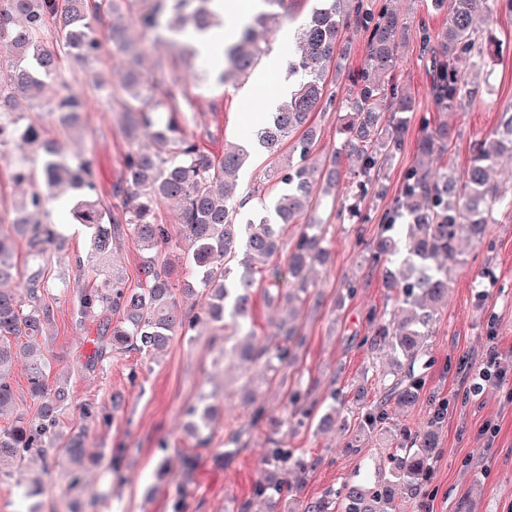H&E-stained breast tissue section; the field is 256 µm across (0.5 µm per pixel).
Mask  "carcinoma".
Returning a JSON list of instances; mask_svg holds the SVG:
<instances>
[{
    "label": "carcinoma",
    "instance_id": "obj_1",
    "mask_svg": "<svg viewBox=\"0 0 512 512\" xmlns=\"http://www.w3.org/2000/svg\"><path fill=\"white\" fill-rule=\"evenodd\" d=\"M217 0H0V40L14 50L0 55V115L42 107L56 115L66 131L77 126L85 99L73 92L46 95L57 82L58 56L44 47L45 18L55 19L57 43L77 63L97 58L107 44L122 56L115 82L90 73L97 90L117 96L123 114L129 150L123 159L115 192L122 197L116 216L98 198L97 159L92 151L67 155L44 137L43 128L14 118L0 121V144L18 141L34 149L39 160L43 190L25 198L16 212L13 233H0V284L18 281V288L0 289V407L12 403L15 389L11 364L17 352L26 358L29 394L39 400L35 417H17L0 431V476L19 473L16 485L23 496L45 490L46 478L58 465L67 463L69 487H76L88 464H104V455L91 458L82 431L67 426L62 415L72 400L68 381L50 378L51 363L45 350L52 340L54 309L47 302L50 288L46 270L55 255L65 249V239L52 224L42 220L48 204L61 193L73 198L72 214L85 225L92 255L105 263L121 235L130 232L142 249L154 251L170 243L167 225L159 217L163 203L176 204L177 221L184 225L186 250L179 257L186 279L198 288L204 316L182 313L176 287L166 268L155 258L141 265L138 287L129 289L109 276L76 290V313L98 314L97 336L84 367L112 358V353L136 352L154 359L164 351L175 332L208 320L225 329L230 319L240 339L229 354L268 371H280L295 360L303 345L295 324L297 307L311 295L308 273L326 262L328 249L323 224L311 216L316 195L336 196V163L322 165L314 155L312 114L332 105L327 95V64L335 57L341 29L350 26L368 39L364 67L345 100L340 134L342 149L359 163L357 189L386 194L380 172L402 147L404 128L400 114L413 109L412 100L390 82L397 49L405 28L400 18L378 11L370 0H315L310 15L296 29L288 55V94L275 107L265 126L256 133L258 144L273 155L293 139L288 163L273 168L277 193L264 209L270 215L258 221L239 222L243 201L237 199V174L248 160L247 146L230 144L218 157L206 154L187 127L196 119L192 102L183 98L178 78L161 81L163 88L147 84L140 67L149 48L166 42L169 33L186 32L204 37L215 24ZM262 10L243 25L237 42L224 50L228 68L219 82L248 78L270 51L273 26L289 18L288 0H260ZM448 8V27L423 30L421 42L434 60L432 100L439 109H451L463 97L464 75L469 66L489 52L493 38L476 45L475 36L485 24L490 0H432ZM166 114L165 120L157 113ZM454 138L448 123L440 122L418 141L417 156L402 179L400 196L381 217L382 234L371 248L373 264L382 267L384 287L396 292L401 306L389 322H378L363 343L370 349H386L392 355L395 374L386 390L400 406H412L426 396L424 349L438 312L448 295V274L461 263L460 241H482L493 213H512V196L504 195L491 171L496 161L512 156V106L503 109L494 132L474 144L471 164L458 170L451 165L431 167L430 158L447 151ZM307 220L288 251L287 275L271 265L282 248V232L290 224ZM24 245L23 262L16 261L18 244ZM267 282V303L283 304L287 316L273 324L278 343L270 347L256 342L251 321L252 288ZM122 321L112 324V314ZM320 423L358 431L384 427L390 417L378 403L350 422L336 415V391ZM430 425L402 434V441L385 470L367 477L355 476L339 489L303 502L298 512H330L339 503L341 512H391L397 496L415 493L427 480L435 452L436 425L448 416V399L429 396ZM213 407L189 410L194 422L189 432L196 446L211 443L209 431ZM268 439L263 463L272 477L259 483L255 495L269 512H276L283 494L297 496L299 487L278 478L280 474H307L316 461L296 456L278 426ZM246 431L224 435V448L216 461L226 465L248 448ZM198 458L183 456L180 498L175 512H183L186 486L193 482Z\"/></svg>",
    "mask_w": 512,
    "mask_h": 512
}]
</instances>
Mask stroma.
Returning a JSON list of instances; mask_svg holds the SVG:
<instances>
[{"label":"stroma","instance_id":"obj_1","mask_svg":"<svg viewBox=\"0 0 512 512\" xmlns=\"http://www.w3.org/2000/svg\"><path fill=\"white\" fill-rule=\"evenodd\" d=\"M374 6L396 12L407 27L395 83L412 98L415 109L405 115L402 150L381 173L389 188L387 196H367L360 204L361 218H352L349 193L357 180L358 163L341 150L338 102L363 67L367 41L354 29L344 28L342 49L328 65V90L337 103L313 115L319 133L315 154L323 161L338 156L341 171L335 204L319 198L314 201L317 215L327 224L331 259L326 268L314 273V299L307 302L299 317L307 341L297 363L283 375H271L261 382L258 402L266 415L258 424H251L249 411L237 398L239 363L225 358L224 343L214 339L209 325L176 333L154 361L131 352L113 356L106 365L84 368L98 318L90 313L76 319L73 302L58 283L80 280L75 260L89 258V241L68 209L59 201L51 202L49 221L62 225L67 238L65 251L47 269L52 285L48 301L55 311L49 349L52 373L68 379L73 391L66 423L83 429L89 452H116L120 461L114 472L101 466L90 468L72 497H39L41 512H69L72 501L85 504L103 494L111 498L110 512H172L175 486L168 476H162L159 463L167 461L170 474L179 473L182 452L191 447L199 457V467L186 493L185 512H232L235 502L244 499L252 500V512H266L265 503L254 499L253 487L263 475V454L272 422L294 411L288 402L290 391H307L320 412L325 409L324 398L337 391L336 408L345 417L383 398L384 382L391 376L389 358L363 345L362 340L373 331L369 314L388 316L396 300L384 288L382 273L372 266L365 245L379 235V217L397 198L403 173L415 160L416 143L425 132L423 116H433L453 128L455 139L443 160L461 170L469 163L474 141L493 131L501 108L512 104V11L501 0H494L489 22L483 28L484 35L496 39L494 51L484 56L479 73L469 75L468 92L460 105L435 112L430 101L432 67L421 53L418 29L423 25L434 30L445 27L447 10L433 9L431 0H374ZM119 58L118 52L108 51L82 66L66 57L60 59V81L87 99L79 129L69 134L58 130L55 116L45 111L26 115L27 121L42 126L48 139L64 151L95 152L99 197L116 211L122 201L113 195L112 187L129 146L121 130L118 103L91 88L88 73L116 72ZM163 73L179 78L195 106L198 122L189 126V135L216 155L225 144L247 140L251 132L249 113L265 111L266 96L284 86V70L279 67L267 75L261 93L252 81L235 88L217 87L203 72H187L172 51L161 47L147 58L144 77L155 81ZM28 152V147L16 143L0 145L2 232L10 230L19 198L41 188L40 181L20 184L13 178L16 165ZM278 161V156L259 150L241 172L240 195L248 200L242 216L257 211L261 198L274 195L270 171ZM460 249L463 262L452 272L448 299L428 338L434 363L426 372V387L449 398L448 416L438 431V447L425 488L420 495L403 498L397 512H512V215H499L497 223L489 225L485 242L464 241ZM487 266L493 268L496 284H477V274ZM352 280L358 287L351 293L346 284ZM492 345L498 349L506 375L496 386L472 394L471 373L485 360ZM360 385L366 395L358 402L353 393ZM115 392L125 397L123 409L117 412L110 401ZM86 402L100 407L101 419H83L81 406ZM204 402L220 404L221 409L210 425V446L199 448L185 432L183 410ZM245 425L250 428L248 450L229 467L214 466L212 451L223 446L225 433ZM488 425L498 429L491 444L482 433ZM162 440L167 441V449L159 448ZM287 440L297 453H309L320 460L304 480L301 497L305 500L340 487L354 475L388 465L389 448L384 435L377 431H365L354 438L347 432L317 430L311 423L289 429Z\"/></svg>","mask_w":512,"mask_h":512}]
</instances>
